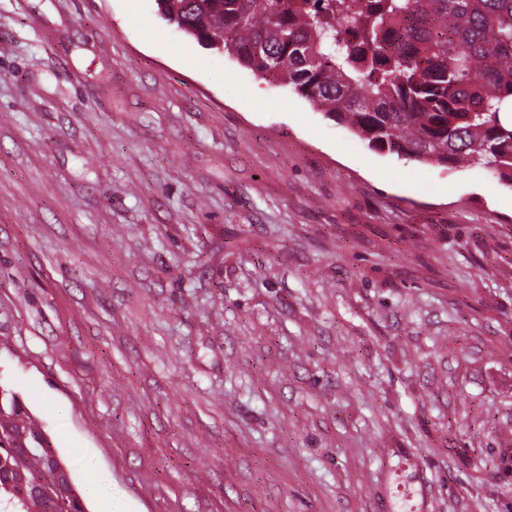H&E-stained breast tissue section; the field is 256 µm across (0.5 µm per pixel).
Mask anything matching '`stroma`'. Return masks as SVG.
<instances>
[{
    "instance_id": "35a3bbf8",
    "label": "stroma",
    "mask_w": 512,
    "mask_h": 512,
    "mask_svg": "<svg viewBox=\"0 0 512 512\" xmlns=\"http://www.w3.org/2000/svg\"><path fill=\"white\" fill-rule=\"evenodd\" d=\"M0 383L86 512H512V189L154 0H0Z\"/></svg>"
}]
</instances>
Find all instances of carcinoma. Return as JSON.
Returning a JSON list of instances; mask_svg holds the SVG:
<instances>
[{
	"instance_id": "1",
	"label": "carcinoma",
	"mask_w": 512,
	"mask_h": 512,
	"mask_svg": "<svg viewBox=\"0 0 512 512\" xmlns=\"http://www.w3.org/2000/svg\"><path fill=\"white\" fill-rule=\"evenodd\" d=\"M191 40L282 83L377 153L512 188V0H155ZM0 512H86L0 384Z\"/></svg>"
}]
</instances>
